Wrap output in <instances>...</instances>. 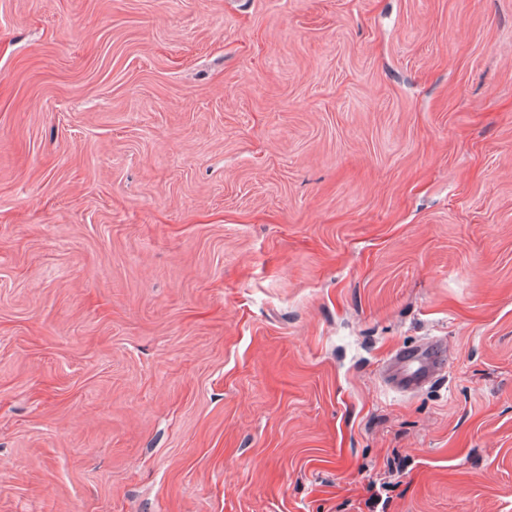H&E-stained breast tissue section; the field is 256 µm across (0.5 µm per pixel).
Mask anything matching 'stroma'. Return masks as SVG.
Returning <instances> with one entry per match:
<instances>
[{"mask_svg":"<svg viewBox=\"0 0 512 512\" xmlns=\"http://www.w3.org/2000/svg\"><path fill=\"white\" fill-rule=\"evenodd\" d=\"M392 463L386 512H512V0H0V512ZM447 366V347L441 340L398 347L382 368V378L399 392H413L430 384Z\"/></svg>","mask_w":512,"mask_h":512,"instance_id":"obj_1","label":"stroma"}]
</instances>
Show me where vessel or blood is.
Instances as JSON below:
<instances>
[{
    "instance_id": "1",
    "label": "vessel or blood",
    "mask_w": 512,
    "mask_h": 512,
    "mask_svg": "<svg viewBox=\"0 0 512 512\" xmlns=\"http://www.w3.org/2000/svg\"><path fill=\"white\" fill-rule=\"evenodd\" d=\"M447 366V347L439 340L398 347L382 368V377L391 388L413 392L430 384Z\"/></svg>"
}]
</instances>
